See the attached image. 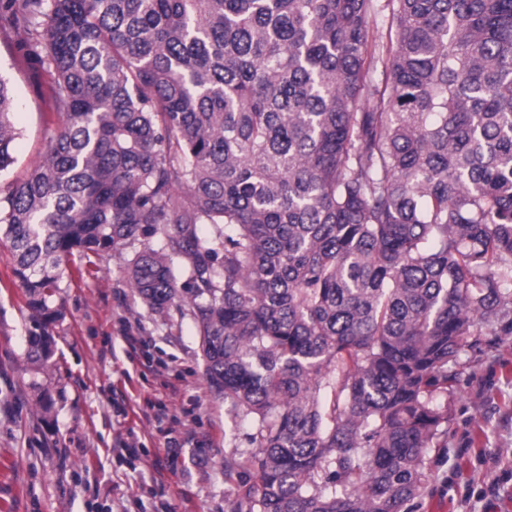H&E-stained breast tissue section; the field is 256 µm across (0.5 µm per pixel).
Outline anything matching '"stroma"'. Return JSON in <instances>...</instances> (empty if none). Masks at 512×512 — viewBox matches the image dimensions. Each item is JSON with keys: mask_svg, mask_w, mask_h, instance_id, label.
<instances>
[{"mask_svg": "<svg viewBox=\"0 0 512 512\" xmlns=\"http://www.w3.org/2000/svg\"><path fill=\"white\" fill-rule=\"evenodd\" d=\"M0 75L16 94L22 135L0 186L22 180L41 162L49 130V77L36 59L0 34ZM126 255L96 274L79 260L49 325L51 363L27 358L32 328L24 291L0 236V490L15 512H224V399L209 386L196 328L178 313L151 312L129 288ZM149 339L131 350L124 333ZM461 375L448 393V444L429 449L427 478L414 512H483L479 491L492 480L512 485V335L482 350L462 347ZM163 423H156V415ZM185 441L177 475H159L165 433ZM134 436L138 459L115 446Z\"/></svg>", "mask_w": 512, "mask_h": 512, "instance_id": "stroma-1", "label": "stroma"}]
</instances>
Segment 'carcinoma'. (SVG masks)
Segmentation results:
<instances>
[{"label":"carcinoma","instance_id":"obj_1","mask_svg":"<svg viewBox=\"0 0 512 512\" xmlns=\"http://www.w3.org/2000/svg\"><path fill=\"white\" fill-rule=\"evenodd\" d=\"M2 31L62 116L0 194L30 319L131 252L249 429L226 512H412L461 347L512 334V0H0ZM13 107L0 78V173Z\"/></svg>","mask_w":512,"mask_h":512}]
</instances>
